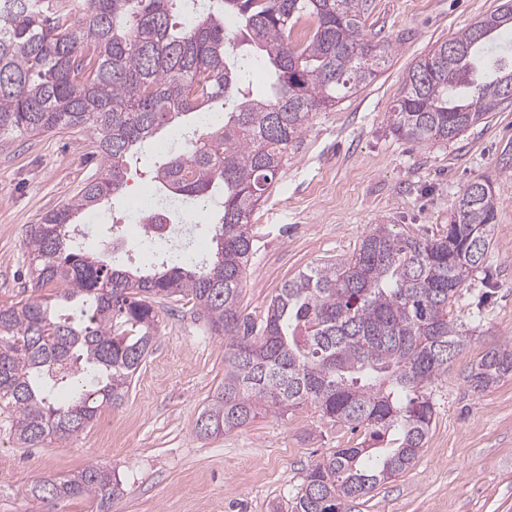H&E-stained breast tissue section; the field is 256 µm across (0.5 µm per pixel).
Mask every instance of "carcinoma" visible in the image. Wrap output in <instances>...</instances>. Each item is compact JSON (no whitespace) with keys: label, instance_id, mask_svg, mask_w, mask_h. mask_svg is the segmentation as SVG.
<instances>
[{"label":"carcinoma","instance_id":"1","mask_svg":"<svg viewBox=\"0 0 512 512\" xmlns=\"http://www.w3.org/2000/svg\"><path fill=\"white\" fill-rule=\"evenodd\" d=\"M90 0L82 19L70 0L0 3V136L81 127L96 138L99 169L67 205L30 228L32 287L49 288L0 307V410L15 441L38 448L120 406L156 339L159 299L188 297L224 339V382L195 421L220 436L262 414L308 403L364 433L306 470L292 512H355L378 484L406 470L434 420L427 393L475 329L450 316L482 265L496 219L493 193L463 191L448 234L418 238L376 224L353 254L286 280L264 320L241 315L240 289L253 252L254 212L306 133L313 113L371 82L395 52L364 34L367 0ZM239 20L230 34L224 16ZM512 29V10L442 42L409 69L392 133L414 144L448 141L512 100V61L480 55ZM258 64L268 89L242 85ZM221 99L219 122L193 130L154 172L165 210L144 232L165 230L168 208L214 199L210 258H175L145 272L75 241L76 218L119 195L128 159L159 130L200 118ZM512 378V340L485 352L470 383L481 393ZM35 500L87 498L103 512L123 496L104 467L30 487Z\"/></svg>","mask_w":512,"mask_h":512}]
</instances>
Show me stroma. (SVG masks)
Here are the masks:
<instances>
[{"mask_svg":"<svg viewBox=\"0 0 512 512\" xmlns=\"http://www.w3.org/2000/svg\"><path fill=\"white\" fill-rule=\"evenodd\" d=\"M503 2L369 0L365 33L395 41L393 57L358 93L316 113L253 215L254 253L239 303L258 321L286 280L348 257L371 225L434 237L447 232L471 182L489 183L496 198L486 260L452 307L475 334L430 388L435 416L417 459L364 497L360 512H512V379L482 393L468 382L486 350L512 339V163L503 161L512 152V102L448 141L416 145L391 132L409 68ZM153 143L130 160L125 194L81 218L86 251L120 237L122 256L139 268L168 253L161 242L141 249V227L127 219L129 195L151 187L163 161ZM95 147L80 128L0 137V306L31 296L27 232L94 177ZM158 314L153 350L124 403L101 408L77 435L23 448L11 417L0 416V512H92L86 500L27 495L37 478L92 465L109 468L124 488L111 512H287L313 461L359 442L311 405L200 437L195 420L224 379V345L187 300H162Z\"/></svg>","mask_w":512,"mask_h":512,"instance_id":"1","label":"stroma"}]
</instances>
